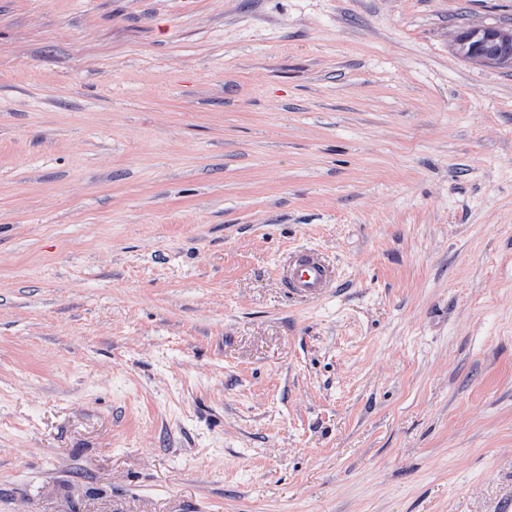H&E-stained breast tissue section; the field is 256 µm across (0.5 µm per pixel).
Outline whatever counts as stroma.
<instances>
[{
  "mask_svg": "<svg viewBox=\"0 0 512 512\" xmlns=\"http://www.w3.org/2000/svg\"><path fill=\"white\" fill-rule=\"evenodd\" d=\"M472 22L512 0H0V512H512ZM334 278L333 267L316 250L294 252L288 258L284 280L293 294L318 299L330 288Z\"/></svg>",
  "mask_w": 512,
  "mask_h": 512,
  "instance_id": "1",
  "label": "stroma"
}]
</instances>
